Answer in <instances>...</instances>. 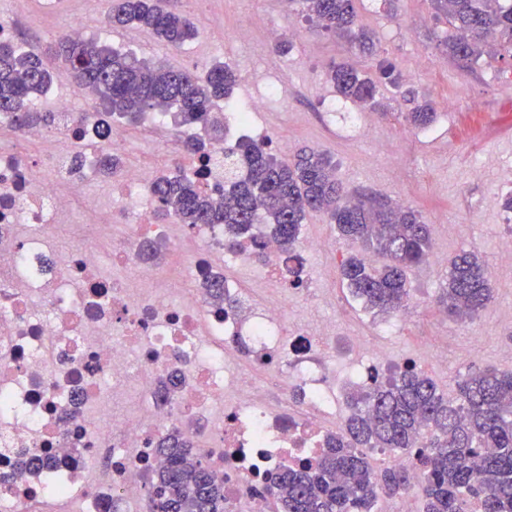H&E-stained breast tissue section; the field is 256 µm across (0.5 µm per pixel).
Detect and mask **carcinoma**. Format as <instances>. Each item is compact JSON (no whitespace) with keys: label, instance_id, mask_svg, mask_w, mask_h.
<instances>
[{"label":"carcinoma","instance_id":"1","mask_svg":"<svg viewBox=\"0 0 512 512\" xmlns=\"http://www.w3.org/2000/svg\"><path fill=\"white\" fill-rule=\"evenodd\" d=\"M114 27L151 30L167 45L180 48L195 40L198 29L168 9L164 0H109ZM356 0H298L302 13L333 35L352 37L362 48L373 46L367 32L354 31ZM435 16L454 28L444 40L448 56L467 68L489 40L512 46V4L503 0H430ZM60 62L53 72L43 55L0 40V114L17 130L49 125L53 116L31 107L60 78L68 80L88 110L81 122L104 137L109 125H136L147 112H160L176 127L196 126L200 133L184 141V156L199 159L202 170L218 161L213 142L223 130L212 111L228 101L236 74L215 62L204 74L175 69L161 61L122 52L97 38L58 37L48 48ZM336 92L354 103L374 101L378 84L395 83L393 67L379 66L374 79L346 64L328 73ZM434 107L414 102L406 120L416 128L431 125ZM224 159L231 176L220 202L205 184L177 170L152 184L155 214L162 220L195 227L224 225V248L235 251L244 239L271 236L295 245L310 212L326 215L348 255L340 276L365 308L396 313L411 298L408 273L430 254V227L409 207L366 195L353 196L336 178V165L323 153L301 150L294 161L280 160L269 143L251 138L225 142ZM122 159L105 152L98 173L115 175ZM372 250L384 260L371 266L360 252ZM493 301L491 275L474 251L449 263L448 282L437 305L448 316L478 317ZM457 397L448 399L433 380L412 363L346 397L344 430L329 438L322 456L264 476L262 495L277 512H373L378 499L415 486L408 470L390 466L375 473L369 449L414 454L421 472L417 487L424 512H465L469 500L481 512H512V370L472 371L457 382ZM161 468L154 471L150 496L161 512L175 503L178 512H224V485L205 472L201 449L167 432L158 441Z\"/></svg>","mask_w":512,"mask_h":512}]
</instances>
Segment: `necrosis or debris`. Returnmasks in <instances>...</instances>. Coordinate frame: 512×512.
Returning <instances> with one entry per match:
<instances>
[{
    "label": "necrosis or debris",
    "instance_id": "4bbe7bcc",
    "mask_svg": "<svg viewBox=\"0 0 512 512\" xmlns=\"http://www.w3.org/2000/svg\"><path fill=\"white\" fill-rule=\"evenodd\" d=\"M51 108L54 126L0 139V512H141L156 442L169 431L202 443L225 512H270L264 475L320 455L326 423L341 419L334 338L324 322H292L285 303L233 280L228 307L200 283L223 276L225 261L258 255L280 292L294 258L323 242L289 250L265 237L225 252L222 225L157 223L156 175L138 165L114 178L116 206L98 209L79 189L96 155L122 149L126 129L82 136L72 95ZM77 206L93 219L62 245ZM147 241L166 275L141 263ZM107 261L132 280L103 277ZM274 364L291 370L276 380L275 403L271 386L244 374ZM171 375L180 385L165 398Z\"/></svg>",
    "mask_w": 512,
    "mask_h": 512
}]
</instances>
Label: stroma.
Returning a JSON list of instances; mask_svg holds the SVG:
<instances>
[{"label":"stroma","mask_w":512,"mask_h":512,"mask_svg":"<svg viewBox=\"0 0 512 512\" xmlns=\"http://www.w3.org/2000/svg\"><path fill=\"white\" fill-rule=\"evenodd\" d=\"M191 18L199 38L180 48L167 47L146 30L112 28L106 23L108 0L86 14L88 36L101 37L121 51L166 61L177 69L205 73L218 60L238 75L233 103L250 113L241 135L287 143L283 158L308 147L336 164L337 178L349 189L384 196L418 210L433 226L436 259L421 264L410 277L411 300L404 314H380L353 299L342 285L339 267L346 255L336 230L320 213L309 214L302 236L326 240V249L308 257L305 272L321 292L299 299L289 289L295 313L336 324L339 339L366 335L378 324L394 330L380 344L395 365L415 362L446 395H454L460 376L483 369H512V266L499 261L502 242L512 237V215L501 206L512 193V53L495 45L470 68H460L443 47L451 27L436 17L429 0H356L359 24L376 40L372 55L360 53L339 37L305 21L300 11L283 15L279 0H169ZM86 0H0V18L15 27L14 37L27 49L47 50L66 33L69 17L85 12ZM268 22H298L301 36L283 50L265 49L262 30L250 39L237 37L254 14ZM222 41H211L212 32ZM346 61L374 76L391 63L396 84H381L380 105L372 109L370 135L346 128L330 105L338 101L326 72L332 62ZM278 82L282 108L257 109L271 82ZM431 100L437 112L426 128L409 126L408 95ZM186 129H170L165 143L131 133L122 152L125 162L147 161L172 173L183 158ZM463 250L478 252L494 285V301L473 321L443 318L435 304L448 281L450 260Z\"/></svg>","instance_id":"stroma-1"}]
</instances>
